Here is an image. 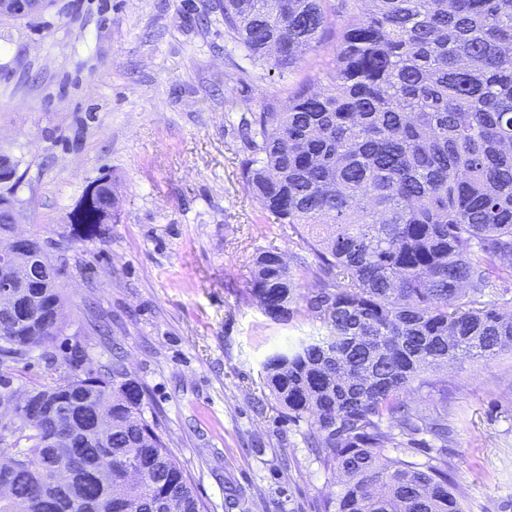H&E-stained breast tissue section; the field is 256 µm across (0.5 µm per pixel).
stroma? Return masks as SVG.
<instances>
[{"label":"stroma","instance_id":"35a3bbf8","mask_svg":"<svg viewBox=\"0 0 512 512\" xmlns=\"http://www.w3.org/2000/svg\"><path fill=\"white\" fill-rule=\"evenodd\" d=\"M224 0H46L0 16V153L24 175L20 231L59 243L63 336L1 366L23 378L81 345L86 371L121 352L207 512H321L340 490L264 385L274 350L315 333L270 321L248 296L263 250L292 261L300 240L261 212L239 175L244 118L325 68L330 48L270 72L224 32ZM109 175L118 218L102 239H69L68 215ZM101 319L109 331L94 332ZM447 443L465 512H512V350L460 357L406 396Z\"/></svg>","mask_w":512,"mask_h":512}]
</instances>
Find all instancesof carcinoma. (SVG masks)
<instances>
[{
	"label": "carcinoma",
	"mask_w": 512,
	"mask_h": 512,
	"mask_svg": "<svg viewBox=\"0 0 512 512\" xmlns=\"http://www.w3.org/2000/svg\"><path fill=\"white\" fill-rule=\"evenodd\" d=\"M224 0V32L268 70H285L336 30L332 58L285 102L247 123L240 161L259 208L291 224L295 269L274 250L255 260L250 295L276 323L310 316L323 333L270 354L263 380L327 471L344 481L322 512H459L448 461H409L402 438L445 443L444 416L424 424L404 397L425 373L460 355L512 350V314L484 301L512 272V0ZM84 188L70 237L100 239L112 223L108 176ZM20 182L0 189V233ZM27 282L0 310V357L20 361L56 336L41 331L64 305L57 258L31 237ZM312 276L314 289H302ZM60 371L25 387L30 413L0 430L19 465L0 512H65L97 500L92 469L112 449L104 512H205L169 450L142 386L120 357L80 371L75 344ZM108 408L100 443L93 408ZM82 462L85 480L52 491V468Z\"/></svg>",
	"instance_id": "obj_1"
}]
</instances>
